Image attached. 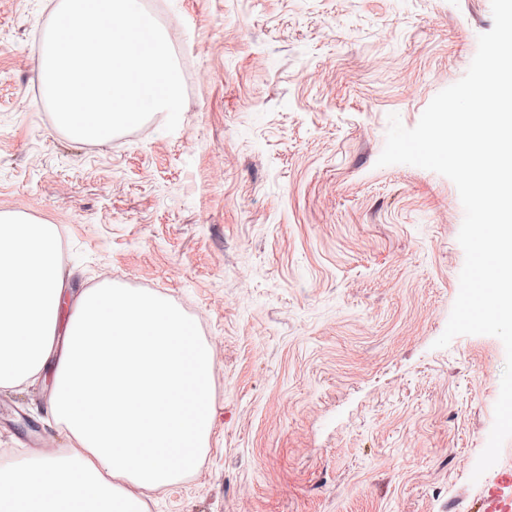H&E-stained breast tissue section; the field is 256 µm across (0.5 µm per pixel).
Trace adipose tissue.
<instances>
[{
	"instance_id": "adipose-tissue-1",
	"label": "adipose tissue",
	"mask_w": 512,
	"mask_h": 512,
	"mask_svg": "<svg viewBox=\"0 0 512 512\" xmlns=\"http://www.w3.org/2000/svg\"><path fill=\"white\" fill-rule=\"evenodd\" d=\"M0 387L53 366L63 459L0 473V512H148L196 468L212 429L211 355L159 296L90 288L63 311L52 225L0 214Z\"/></svg>"
}]
</instances>
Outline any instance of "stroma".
<instances>
[{
  "label": "stroma",
  "mask_w": 512,
  "mask_h": 512,
  "mask_svg": "<svg viewBox=\"0 0 512 512\" xmlns=\"http://www.w3.org/2000/svg\"><path fill=\"white\" fill-rule=\"evenodd\" d=\"M60 0H0V212L54 225L76 272L160 295L212 355L198 469L149 512H480L500 339L442 349L464 209L436 172L377 166L491 30V0H142L185 87L94 143L60 128L40 45ZM50 376L0 389V470L68 447Z\"/></svg>",
  "instance_id": "stroma-1"
}]
</instances>
